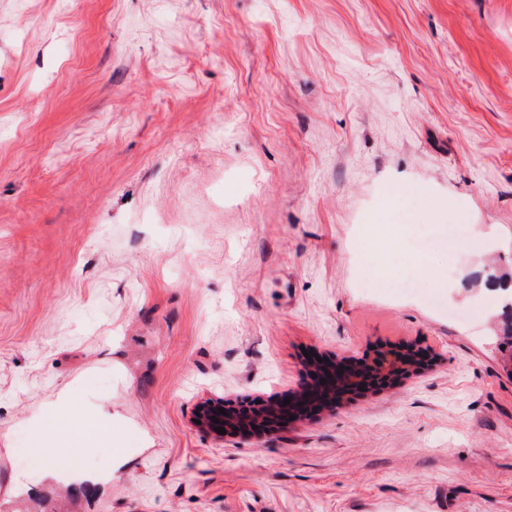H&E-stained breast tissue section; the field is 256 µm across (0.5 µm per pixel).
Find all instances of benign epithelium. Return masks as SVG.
<instances>
[{
    "instance_id": "benign-epithelium-1",
    "label": "benign epithelium",
    "mask_w": 512,
    "mask_h": 512,
    "mask_svg": "<svg viewBox=\"0 0 512 512\" xmlns=\"http://www.w3.org/2000/svg\"><path fill=\"white\" fill-rule=\"evenodd\" d=\"M422 369L412 345L382 349L363 360L324 356L319 362L313 353L303 360L295 391L257 401L251 396L202 401L194 409V427L216 439L275 435L317 412H333L353 398L396 389ZM361 385L365 390H359ZM217 427L226 433H218Z\"/></svg>"
}]
</instances>
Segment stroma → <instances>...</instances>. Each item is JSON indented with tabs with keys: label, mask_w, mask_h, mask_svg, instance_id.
I'll return each mask as SVG.
<instances>
[{
	"label": "stroma",
	"mask_w": 512,
	"mask_h": 512,
	"mask_svg": "<svg viewBox=\"0 0 512 512\" xmlns=\"http://www.w3.org/2000/svg\"><path fill=\"white\" fill-rule=\"evenodd\" d=\"M410 224L474 239L413 272L457 319L385 285ZM504 274L512 0H0V512L74 457L83 512H512ZM408 344L277 438L191 424Z\"/></svg>",
	"instance_id": "35a3bbf8"
}]
</instances>
